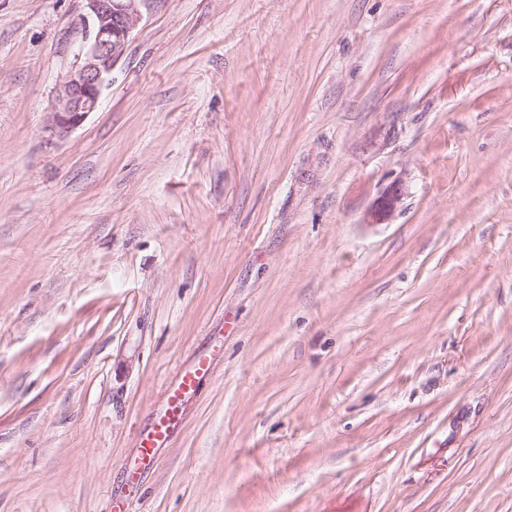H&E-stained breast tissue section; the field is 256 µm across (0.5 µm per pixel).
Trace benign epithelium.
<instances>
[{
    "label": "benign epithelium",
    "instance_id": "obj_1",
    "mask_svg": "<svg viewBox=\"0 0 512 512\" xmlns=\"http://www.w3.org/2000/svg\"><path fill=\"white\" fill-rule=\"evenodd\" d=\"M84 13L75 33L77 61L59 83L51 111L50 130L64 137L98 110L113 71L141 22L166 0H83ZM401 200L398 188L387 190L372 213L375 223L387 219Z\"/></svg>",
    "mask_w": 512,
    "mask_h": 512
}]
</instances>
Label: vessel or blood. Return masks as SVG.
I'll use <instances>...</instances> for the list:
<instances>
[{
  "label": "vessel or blood",
  "instance_id": "vessel-or-blood-1",
  "mask_svg": "<svg viewBox=\"0 0 512 512\" xmlns=\"http://www.w3.org/2000/svg\"><path fill=\"white\" fill-rule=\"evenodd\" d=\"M208 360H198L195 365L182 373L178 383L171 388L167 405L158 414L152 427L139 438L137 460L139 466H150L154 460V450L163 445L173 432L184 401L193 393L198 379L208 373Z\"/></svg>",
  "mask_w": 512,
  "mask_h": 512
}]
</instances>
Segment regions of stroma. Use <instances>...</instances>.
I'll list each match as a JSON object with an SVG mask.
<instances>
[{"instance_id": "obj_1", "label": "stroma", "mask_w": 512, "mask_h": 512, "mask_svg": "<svg viewBox=\"0 0 512 512\" xmlns=\"http://www.w3.org/2000/svg\"><path fill=\"white\" fill-rule=\"evenodd\" d=\"M83 10L0 0V512H512V0H166L61 138ZM401 200V193L398 188L393 187L387 190L377 202L372 213V220L376 224L387 219L397 208ZM209 369L210 362L205 358L199 359L191 369L182 373L178 383L171 388L165 410L158 414L152 427L139 438V467L145 468L153 463L154 448L167 442L177 424L183 402L193 393L197 380Z\"/></svg>"}]
</instances>
